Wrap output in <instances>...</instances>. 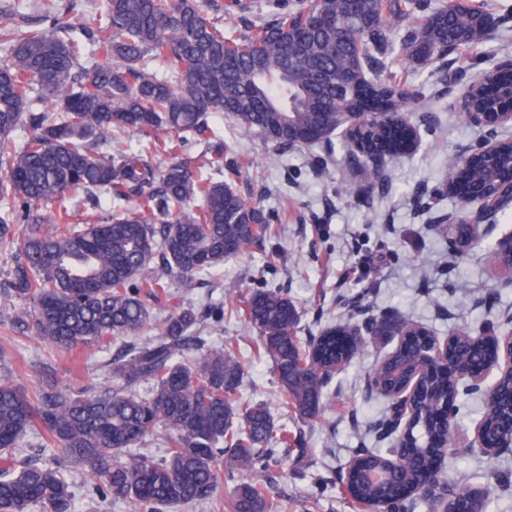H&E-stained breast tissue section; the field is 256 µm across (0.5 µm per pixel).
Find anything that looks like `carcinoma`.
Here are the masks:
<instances>
[{"instance_id":"cac0c4a2","label":"carcinoma","mask_w":512,"mask_h":512,"mask_svg":"<svg viewBox=\"0 0 512 512\" xmlns=\"http://www.w3.org/2000/svg\"><path fill=\"white\" fill-rule=\"evenodd\" d=\"M271 19L249 35H224L196 0H107L104 16L84 24L95 60L81 63L80 42L60 14L42 15L43 27L0 26L8 54L0 61V251L16 252L7 295L32 310L37 336L64 350L122 340L106 363L115 386L75 391L50 381L29 395L10 372L0 374V512H69L71 491L59 467L18 455L28 429L41 426L51 445L89 467L103 494L136 512L215 499L222 473H239L230 512H283L284 502L263 486L271 468L288 457V433L262 403L238 397L244 368L230 341L211 346L191 308L173 305L172 281L195 279L260 245L273 216L259 199L244 198L203 170L241 175L224 157L216 118L256 130L269 152L311 145L332 135L355 86L391 97L392 111L408 112L414 91L384 76L385 58L400 50L428 63L449 49L478 51L495 18L470 0H269ZM159 60L160 77L149 68ZM493 97L475 92L464 112H490ZM29 135L18 146L19 125ZM139 136L141 148L112 150V132ZM194 145L204 146L190 155ZM164 162H158L159 157ZM512 164V146L494 165L474 164L464 176L495 183ZM79 189L105 195L112 210L85 212L82 222L64 206L44 211ZM133 208L121 206L131 198ZM22 225L16 229L15 225ZM239 313L259 337L284 404L304 420L322 417L327 370L314 344L304 343L288 293L225 287L209 307ZM170 309L159 336L138 334L156 310ZM459 383L435 368L424 385L415 422V454L390 467L381 451L355 459L349 492L359 504L414 512L416 501L396 499L435 467L448 399ZM168 431V454L118 460L154 434Z\"/></svg>"}]
</instances>
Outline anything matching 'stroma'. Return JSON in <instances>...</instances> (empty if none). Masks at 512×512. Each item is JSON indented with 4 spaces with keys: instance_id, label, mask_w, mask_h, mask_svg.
Wrapping results in <instances>:
<instances>
[{
    "instance_id": "stroma-1",
    "label": "stroma",
    "mask_w": 512,
    "mask_h": 512,
    "mask_svg": "<svg viewBox=\"0 0 512 512\" xmlns=\"http://www.w3.org/2000/svg\"><path fill=\"white\" fill-rule=\"evenodd\" d=\"M496 28L484 44L482 59L455 56L448 65L407 62L396 55L387 73L417 88L412 119L435 112V126L422 129L421 144L411 155L387 161L390 189L368 194L369 169L347 164L341 138H334L328 175L313 165L317 146H300L276 157L255 133L223 124L224 151L243 161L234 185L245 197H261L275 210L277 233L263 246L225 260L212 276L193 287L173 286L178 303L202 313L224 296V286L281 288L293 300L300 336L319 334L347 319L363 322L393 313L445 339L460 331L499 333L512 329V286L492 256L499 242L512 237V219L497 221L480 246L464 259L451 258L453 240L439 218L459 211L457 202H435L448 180V161L482 142L486 131L467 122L461 105L474 76L512 60V0H487ZM13 254L0 251V348L25 392L44 378L75 390L99 391L111 380L106 361L116 344L62 352L40 340L33 330L13 331L12 320L25 309L8 297L4 284ZM209 341L234 338L246 374L244 398L266 403L276 425L286 427L296 445L272 472V496H285L286 512H352L351 498L337 473L363 449L390 448L395 435L380 423L390 411L379 394L369 392L371 370L396 345V338L365 345L326 389L323 416L303 421L282 403L280 388L267 358L258 354V338L241 317L225 313L220 323L206 321ZM71 483V512H134L125 502L105 499L83 468L64 466ZM443 476L483 489L488 512H512V487L498 485L497 474L512 475V449L488 457L475 448L449 447L441 459Z\"/></svg>"
}]
</instances>
